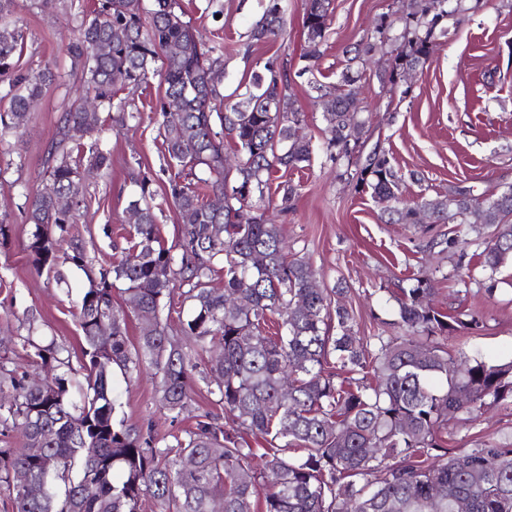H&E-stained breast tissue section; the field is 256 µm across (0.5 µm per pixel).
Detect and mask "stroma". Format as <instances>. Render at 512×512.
<instances>
[{
	"label": "stroma",
	"instance_id": "stroma-1",
	"mask_svg": "<svg viewBox=\"0 0 512 512\" xmlns=\"http://www.w3.org/2000/svg\"><path fill=\"white\" fill-rule=\"evenodd\" d=\"M96 2L56 0L48 13L32 7L30 0L14 4L13 18L26 40L23 67L48 65L62 79L44 89L25 136L0 141V220L10 226L0 239V365L10 369L28 366L20 341L28 331L55 337L73 349L81 343L73 313L86 276L67 265L60 284L35 272L26 251L31 226L25 201L43 184V159L60 116L84 101L67 47L82 11L93 9ZM292 4L287 35L257 45L248 34L261 12L258 0H182L187 19L226 50L225 92L262 71L271 57L287 61L290 69L301 67L303 0ZM462 5L461 18H448V34L440 38L433 59L410 79L409 93L382 83L374 62L363 65L361 116L368 122L371 142L385 148L404 175L402 192L408 199L433 198L452 187L487 197L512 185V0H493L489 6L463 0ZM398 6V0H332L330 35L315 76L336 81L344 67L343 48L370 37L375 20ZM162 92L160 77H151L129 97L128 109L139 113V120L119 126L111 114L101 116L111 165L87 182L90 206L79 223L95 266L117 261L127 246L128 204L140 196L133 174L144 172L152 180L151 205L165 241L174 240L182 225L165 193L175 171L168 165L161 119L154 112ZM289 92L304 115V132L315 151L307 169L284 173V181L297 185L298 193L277 222L292 252L316 270L319 287L347 286L341 301L352 310L356 329L365 336L386 337L395 333L398 288L430 273L440 310L481 317L478 330L464 340L449 341L451 353L488 361L512 359V266L500 268L497 290L490 297L478 258L483 234L468 231L463 250L451 249L436 259L429 243L451 232V225L428 230L421 224L381 223L370 194L355 191L343 176L345 164L332 163L321 149L328 132L316 90L302 77L291 83ZM29 308L37 311L31 326L21 319ZM114 385L122 395L127 424L158 440L183 434L197 415L224 413L214 398L201 394L189 413L172 418L159 404L156 380L148 370L129 382L115 376ZM446 438L452 448H472L491 438L511 440L512 404L449 418Z\"/></svg>",
	"mask_w": 512,
	"mask_h": 512
}]
</instances>
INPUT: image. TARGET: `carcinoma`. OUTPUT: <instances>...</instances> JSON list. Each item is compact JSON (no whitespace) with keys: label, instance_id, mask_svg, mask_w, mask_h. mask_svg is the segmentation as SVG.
Returning a JSON list of instances; mask_svg holds the SVG:
<instances>
[{"label":"carcinoma","instance_id":"1","mask_svg":"<svg viewBox=\"0 0 512 512\" xmlns=\"http://www.w3.org/2000/svg\"><path fill=\"white\" fill-rule=\"evenodd\" d=\"M14 2L0 0V84H7L0 141L24 134L31 104L59 78L48 66L21 71L24 36L9 20ZM262 2L250 39L284 37L288 0ZM331 2L304 0L306 65L298 78L323 55ZM462 12L459 3L448 10V0H400L396 20L380 17L374 36L345 48L341 78L315 89L330 133L325 150L335 162L356 161L355 187L371 191L381 222L450 224L472 215L487 227L480 257L491 294L494 275L512 262V186L481 201L458 188L405 201L388 152L377 144L363 154L366 121L357 118L359 64L379 57L381 81L396 85L429 62L447 34L448 15ZM71 53L91 103L63 113L43 188L26 196L25 208L34 225L27 249L35 271L58 279L69 264L87 277L76 313L82 346L74 356L53 338L27 336V360L44 375H0V427L25 438L21 448H0V485L13 512H139L146 498L153 512H215L217 500L223 512H457L460 500L468 512H512V440L450 448L443 437L448 415L512 400V360L448 352V339L478 329L480 316L435 307L431 278L423 274L400 288L403 335L372 343L355 330L349 309L334 302L346 289L318 287L311 264L288 253L268 216L273 171L303 168L314 152L298 134L303 117L288 94V64L270 59L242 91L224 94V47L200 35L179 0H152L148 10L143 0H100L82 18ZM153 75L164 85L155 112L165 151L193 176L170 180L166 192L185 222L175 241L163 244L147 203L151 179L138 175L140 197L131 205L140 219L131 226V245L95 276L78 223L88 208L84 175L109 161L98 112H116L121 124L140 118L126 111L120 92ZM227 143L237 155L232 169ZM221 272L222 290L211 287ZM117 283L129 312L112 303ZM177 290L192 313L172 333L161 313ZM131 312L139 321L135 345ZM103 320L108 345L99 339ZM203 352L210 357L202 382L224 406V422L201 414L173 445L159 446L119 419L112 372L96 369V358L108 356L128 379L152 369L159 402L177 419L198 393L191 356ZM244 430L266 442L263 453L244 440ZM45 456L57 461L48 473ZM186 457L194 459L190 468L182 466ZM18 471L43 486L42 495L22 493Z\"/></svg>","mask_w":512,"mask_h":512}]
</instances>
